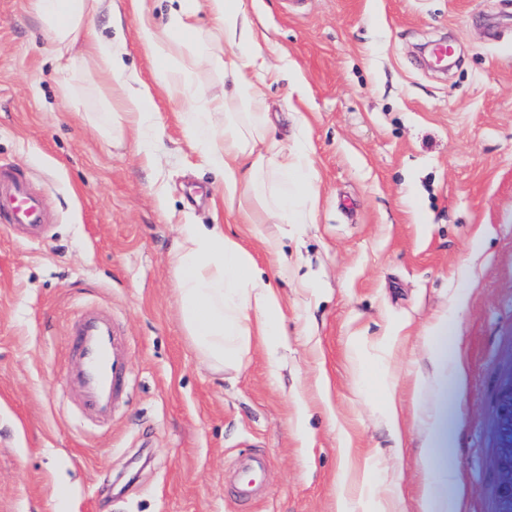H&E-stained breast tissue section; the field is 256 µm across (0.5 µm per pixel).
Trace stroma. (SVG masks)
<instances>
[{"instance_id": "1", "label": "stroma", "mask_w": 512, "mask_h": 512, "mask_svg": "<svg viewBox=\"0 0 512 512\" xmlns=\"http://www.w3.org/2000/svg\"><path fill=\"white\" fill-rule=\"evenodd\" d=\"M272 47L270 119L307 144L318 220L289 226L287 278L265 238L242 224L216 174L188 148L182 99L136 25L101 17L126 65L155 87L156 168L134 137L114 147L99 118L111 95L87 64L63 74L28 0H0V159L47 194V238L0 228V512H336L363 472L416 498L423 477L416 387L430 325L448 316L463 368L442 400L461 512H492L511 489L497 473L492 394L512 370V0H245ZM450 41L449 70L424 45ZM182 224H219L255 257L288 308L271 363L253 346L220 375L185 334L168 263ZM103 303L129 344L126 394L105 429L83 427L64 383L75 310ZM406 327L391 364L401 439L381 423L373 350ZM245 453L270 465L254 499L226 477Z\"/></svg>"}]
</instances>
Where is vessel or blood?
I'll use <instances>...</instances> for the list:
<instances>
[{
  "instance_id": "1",
  "label": "vessel or blood",
  "mask_w": 512,
  "mask_h": 512,
  "mask_svg": "<svg viewBox=\"0 0 512 512\" xmlns=\"http://www.w3.org/2000/svg\"><path fill=\"white\" fill-rule=\"evenodd\" d=\"M48 221L41 192L12 166L0 163V225L34 242L41 238ZM70 334L75 364L68 377L78 385L87 417L108 421L129 372L125 342L113 329L110 312L103 308L83 311ZM494 427L503 450L498 466L512 470V386H502L498 394Z\"/></svg>"
}]
</instances>
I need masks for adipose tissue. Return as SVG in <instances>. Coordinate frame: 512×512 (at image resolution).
I'll return each mask as SVG.
<instances>
[{"instance_id":"1","label":"adipose tissue","mask_w":512,"mask_h":512,"mask_svg":"<svg viewBox=\"0 0 512 512\" xmlns=\"http://www.w3.org/2000/svg\"><path fill=\"white\" fill-rule=\"evenodd\" d=\"M168 26H159L148 0H128L126 8L136 23L137 38L152 59H169L179 36H191L198 58L224 74L220 89L198 95L178 68L160 73V83L178 98L202 100L200 108L182 113L185 141L203 153L224 181V206L238 212L247 224H312L318 213V195L304 188L305 209L296 212L288 200V175L305 177L312 160L305 148L290 149L269 134L265 79L251 80L247 71L263 70L269 45L257 30L244 0H171ZM207 11L210 30L198 24ZM30 11L45 35V50L65 67L84 60L97 61L98 79L121 99L105 101L112 114L106 135L122 143L135 134L145 165H153V142L162 134L153 114L152 87L124 64L125 46L100 38L96 19L112 14V0H30ZM225 50H217V42ZM169 257L183 328L198 356L218 372L240 370L254 343L269 357L285 347L283 325L287 313L275 290L263 280L253 255L221 225L183 224ZM422 447L455 448L441 401H434L422 418ZM459 476L444 465L425 469L418 512H459L454 490ZM336 512H408L400 487L379 490L363 477L352 497L339 498Z\"/></svg>"}]
</instances>
